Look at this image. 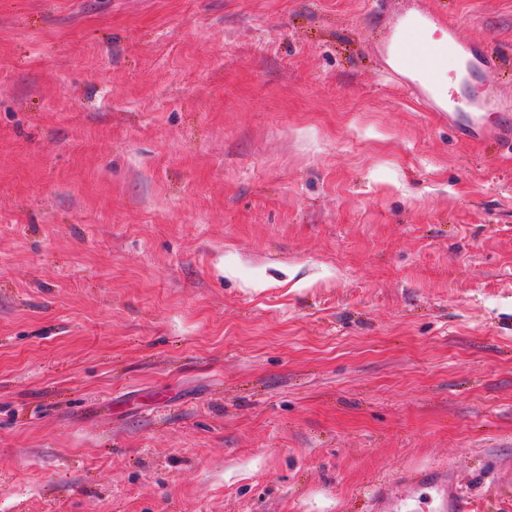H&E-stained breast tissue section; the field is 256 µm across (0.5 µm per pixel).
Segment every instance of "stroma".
Listing matches in <instances>:
<instances>
[{"label":"stroma","instance_id":"stroma-1","mask_svg":"<svg viewBox=\"0 0 512 512\" xmlns=\"http://www.w3.org/2000/svg\"><path fill=\"white\" fill-rule=\"evenodd\" d=\"M512 0H0V512H512V143L387 69ZM404 486L428 485L434 488L439 496L435 512H470L465 496L458 490L452 475L446 471H416L402 478Z\"/></svg>","mask_w":512,"mask_h":512}]
</instances>
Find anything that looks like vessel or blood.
Segmentation results:
<instances>
[{
	"label": "vessel or blood",
	"instance_id": "1",
	"mask_svg": "<svg viewBox=\"0 0 512 512\" xmlns=\"http://www.w3.org/2000/svg\"><path fill=\"white\" fill-rule=\"evenodd\" d=\"M435 22V17L427 14L421 15L416 23L403 20L391 36V50L396 59L395 65L390 68L392 75L400 80H408L410 87L426 97L440 87L441 79L432 71L427 55L414 53L412 47ZM444 28L448 32V75L456 84L461 85L468 81L469 62L479 63L484 71H495L496 62L492 56L459 40L455 23H445ZM466 125L474 139L491 142L512 140V120L507 118L492 120L485 113L473 112L470 113ZM403 483L409 487L426 485L434 488L439 496L437 512H470L467 499L458 490L450 473L416 471L405 475Z\"/></svg>",
	"mask_w": 512,
	"mask_h": 512
}]
</instances>
